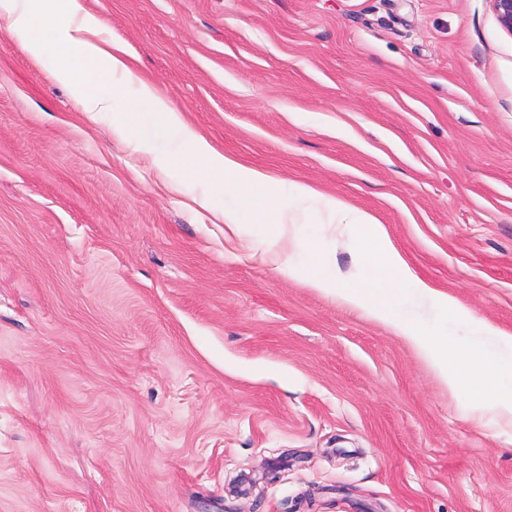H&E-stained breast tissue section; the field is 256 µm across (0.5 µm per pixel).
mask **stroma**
<instances>
[{"mask_svg":"<svg viewBox=\"0 0 512 512\" xmlns=\"http://www.w3.org/2000/svg\"><path fill=\"white\" fill-rule=\"evenodd\" d=\"M219 151L378 216L512 333V34L490 0H82ZM0 31V512H512V425L224 230ZM208 197L209 207L198 201ZM323 261L360 278L314 213Z\"/></svg>","mask_w":512,"mask_h":512,"instance_id":"35a3bbf8","label":"stroma"}]
</instances>
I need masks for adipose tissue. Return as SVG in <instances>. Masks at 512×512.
I'll list each match as a JSON object with an SVG mask.
<instances>
[{"mask_svg": "<svg viewBox=\"0 0 512 512\" xmlns=\"http://www.w3.org/2000/svg\"><path fill=\"white\" fill-rule=\"evenodd\" d=\"M0 25L26 33L31 53L53 51L56 72L74 86L81 112L90 119L111 112L113 132L126 134L130 121L127 113L113 111L110 99L99 88L117 74L135 82L138 99L150 106L154 116L146 143L158 148L163 159L189 149L201 176L223 177L228 188L263 191L264 206L246 213L225 209L229 231L262 220L273 224L277 239H288L292 247L290 253L277 258L278 270L389 326L428 361L451 390L468 391L476 414L512 421V334L474 319L453 296L413 277L375 215L302 181L281 184L265 171L216 151L183 122L153 83L137 77L123 48L99 40L98 22L84 11L80 0H0ZM306 201L320 205L328 224L342 225L354 235L356 251L367 268L359 281H350L323 263L320 240L302 234L294 206ZM430 310L443 324L428 332L421 321ZM450 320L469 327V342L449 337L446 323Z\"/></svg>", "mask_w": 512, "mask_h": 512, "instance_id": "ef3b65f1", "label": "adipose tissue"}]
</instances>
